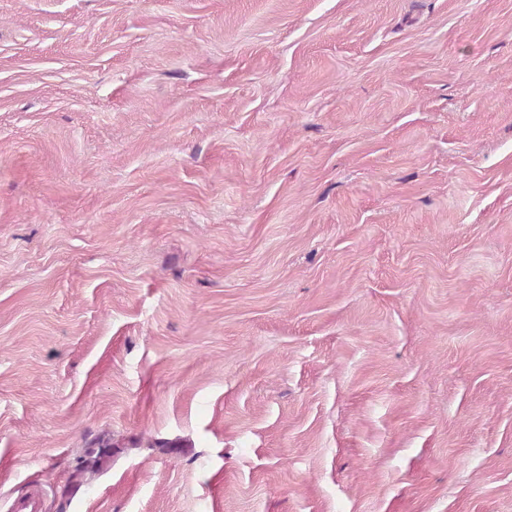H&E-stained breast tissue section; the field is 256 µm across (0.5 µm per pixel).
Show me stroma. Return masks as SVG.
I'll list each match as a JSON object with an SVG mask.
<instances>
[{"label":"stroma","instance_id":"stroma-1","mask_svg":"<svg viewBox=\"0 0 512 512\" xmlns=\"http://www.w3.org/2000/svg\"><path fill=\"white\" fill-rule=\"evenodd\" d=\"M33 486L512 512V0H0V512Z\"/></svg>","mask_w":512,"mask_h":512}]
</instances>
